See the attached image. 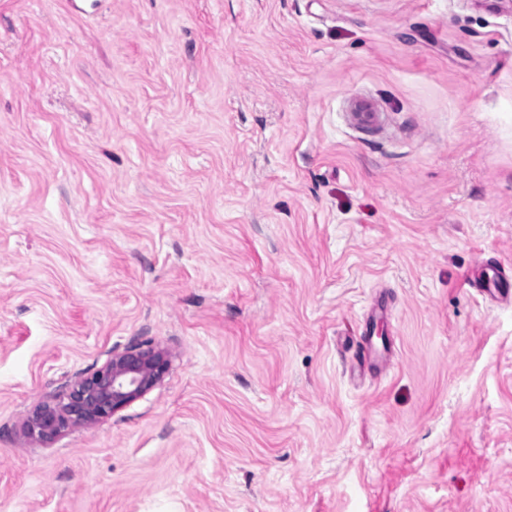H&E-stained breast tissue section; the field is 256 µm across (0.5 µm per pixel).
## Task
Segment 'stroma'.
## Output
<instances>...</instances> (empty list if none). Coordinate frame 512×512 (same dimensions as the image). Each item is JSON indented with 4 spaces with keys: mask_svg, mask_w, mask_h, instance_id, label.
<instances>
[{
    "mask_svg": "<svg viewBox=\"0 0 512 512\" xmlns=\"http://www.w3.org/2000/svg\"><path fill=\"white\" fill-rule=\"evenodd\" d=\"M493 271L512 0H0V512H512ZM169 367L167 352L151 345L114 354L55 401L36 409L23 432L32 441L44 442L71 427L92 426L150 391Z\"/></svg>",
    "mask_w": 512,
    "mask_h": 512,
    "instance_id": "stroma-1",
    "label": "stroma"
}]
</instances>
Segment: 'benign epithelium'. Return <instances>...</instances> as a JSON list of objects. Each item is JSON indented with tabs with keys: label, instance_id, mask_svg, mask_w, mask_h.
Wrapping results in <instances>:
<instances>
[{
	"label": "benign epithelium",
	"instance_id": "1",
	"mask_svg": "<svg viewBox=\"0 0 512 512\" xmlns=\"http://www.w3.org/2000/svg\"><path fill=\"white\" fill-rule=\"evenodd\" d=\"M169 367L167 352L151 345L114 354L55 401L36 409L23 432L32 441L44 442L71 427L92 426L150 391Z\"/></svg>",
	"mask_w": 512,
	"mask_h": 512
}]
</instances>
